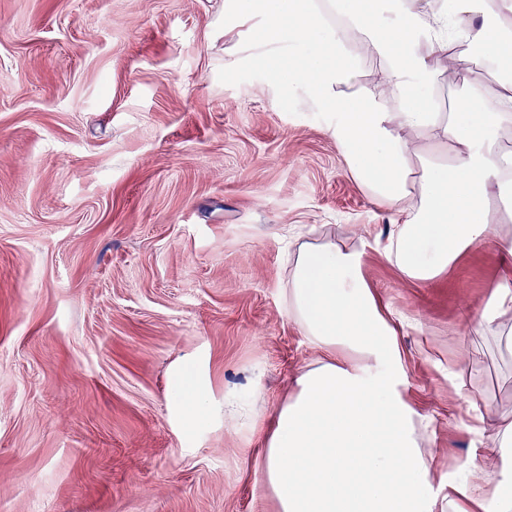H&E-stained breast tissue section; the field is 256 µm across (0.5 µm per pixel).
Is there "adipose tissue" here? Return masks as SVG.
<instances>
[{"label":"adipose tissue","mask_w":512,"mask_h":512,"mask_svg":"<svg viewBox=\"0 0 512 512\" xmlns=\"http://www.w3.org/2000/svg\"><path fill=\"white\" fill-rule=\"evenodd\" d=\"M263 38L248 57L281 100L304 94L332 117L329 135L351 176L392 212L377 247L408 277L428 280L463 250L486 244L497 195L512 193V78L468 90L460 112L421 96L455 67L512 69V0H226ZM306 43L307 52L294 51ZM477 46L449 55L451 45ZM354 44L377 63L381 86H361ZM430 157L415 168L420 145ZM363 253L299 244L288 257L291 313L313 345L357 354L355 364L307 368L263 440L266 479L280 512H512V469L500 479L477 463L450 471L440 503L420 443L426 418L403 399L407 379L396 331L362 274ZM477 315L512 353V246Z\"/></svg>","instance_id":"adipose-tissue-1"}]
</instances>
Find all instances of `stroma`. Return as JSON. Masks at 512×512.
<instances>
[{
	"instance_id": "1",
	"label": "stroma",
	"mask_w": 512,
	"mask_h": 512,
	"mask_svg": "<svg viewBox=\"0 0 512 512\" xmlns=\"http://www.w3.org/2000/svg\"><path fill=\"white\" fill-rule=\"evenodd\" d=\"M224 0H0V512H279L262 442L314 346L288 309L291 236L363 249L397 327L434 485L474 459L460 370L488 432L512 421V355L474 328L497 238L427 281L370 241L391 216L327 114L242 64ZM191 371L208 415L187 419ZM247 408L225 413L224 397Z\"/></svg>"
}]
</instances>
